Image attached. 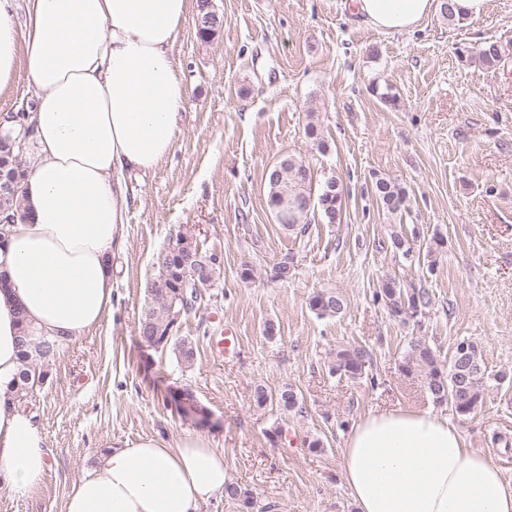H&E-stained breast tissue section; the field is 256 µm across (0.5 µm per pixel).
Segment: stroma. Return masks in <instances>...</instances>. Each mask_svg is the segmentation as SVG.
Returning <instances> with one entry per match:
<instances>
[{"label": "stroma", "instance_id": "obj_1", "mask_svg": "<svg viewBox=\"0 0 512 512\" xmlns=\"http://www.w3.org/2000/svg\"><path fill=\"white\" fill-rule=\"evenodd\" d=\"M212 7L223 18L216 35L199 40L188 12L176 49L188 93L174 150L126 180L114 309L45 364L44 383L28 396L52 450L43 484L23 497L0 492V512H61L71 483L108 444L194 434L213 437L226 478L275 512H357L340 454L356 422L398 406L448 412L420 377L401 372L410 337H424L444 363L457 340L477 341L488 367L512 373V0H487L481 15L458 23L435 8L407 33L373 28L353 0ZM487 40L503 48V69L457 58V46ZM374 84L396 103L372 93ZM311 121L327 152L306 136ZM288 156L309 164L314 186L339 181L340 223L312 220L302 237L277 223L267 176ZM377 176L406 189L405 210L376 201ZM182 234L222 258L217 285L176 327L197 343L188 368L138 333L146 286ZM396 235L413 254L393 246ZM437 235L446 244L431 267L421 251ZM289 252L294 274L276 278ZM246 261L254 267L247 282ZM386 277L428 289L431 306L392 316L372 297ZM319 289L342 296L340 313L317 317L308 299ZM228 328L239 348L217 355L213 343ZM341 345L373 351L376 383L329 375ZM260 385L293 388L306 414L258 406ZM457 426L512 481V387L490 393ZM277 427L282 435L270 441ZM317 438L322 448L311 449Z\"/></svg>", "mask_w": 512, "mask_h": 512}]
</instances>
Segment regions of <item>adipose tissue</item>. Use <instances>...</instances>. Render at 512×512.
Wrapping results in <instances>:
<instances>
[{"label": "adipose tissue", "instance_id": "ef3b65f1", "mask_svg": "<svg viewBox=\"0 0 512 512\" xmlns=\"http://www.w3.org/2000/svg\"><path fill=\"white\" fill-rule=\"evenodd\" d=\"M378 30L415 28L433 0H354ZM190 0H0V94L18 70L35 89L37 161L28 216L0 226V489L37 490L51 450L18 400L21 322L64 349L113 308L112 255L126 243L123 178L172 152L187 97L174 60ZM358 512H512V483L447 417L401 407L362 416L341 451ZM224 453L204 435L155 437L101 455L63 512H198L224 493Z\"/></svg>", "mask_w": 512, "mask_h": 512}]
</instances>
